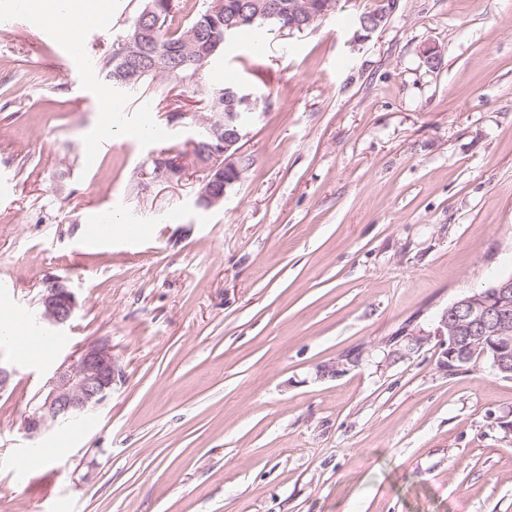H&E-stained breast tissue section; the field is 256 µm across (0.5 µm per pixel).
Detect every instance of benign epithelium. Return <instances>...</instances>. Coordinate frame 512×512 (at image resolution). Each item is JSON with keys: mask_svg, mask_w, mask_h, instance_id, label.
Returning <instances> with one entry per match:
<instances>
[{"mask_svg": "<svg viewBox=\"0 0 512 512\" xmlns=\"http://www.w3.org/2000/svg\"><path fill=\"white\" fill-rule=\"evenodd\" d=\"M398 0H383L371 16L363 18L359 27L370 34L382 25L397 9ZM242 19L249 23L266 25L279 36H286L291 25L280 22V13L272 9H254ZM232 23L217 28L208 49L193 53L196 58L212 54L230 35ZM152 28L149 15H142L131 42L122 50L120 58L132 62L150 43ZM251 100L247 95L229 91L224 95L226 113L215 112L205 118L206 140L200 146L210 159L199 163L200 174L197 204L214 207L224 201L227 191L216 189V173L228 166L237 171L246 154L242 141L246 131L236 125L235 106ZM158 181L170 182L183 178L189 172L185 160L171 154L155 158ZM39 323L47 329L58 330L70 325L78 309L75 293L61 280H54L43 289L40 297ZM401 343L390 348L387 357L406 359L434 342L441 350L440 365L447 370L458 364H468L479 358L502 378L512 380V280H498L485 289L473 290L443 308L432 320L431 327L409 326ZM353 358L325 362L318 366L320 379L336 378L355 366ZM115 365L112 349L89 344L73 359H66L54 370L37 395L31 414L24 418L21 430L31 440L44 436L52 426L67 422L103 404L112 395Z\"/></svg>", "mask_w": 512, "mask_h": 512, "instance_id": "obj_1", "label": "benign epithelium"}]
</instances>
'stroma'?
I'll return each instance as SVG.
<instances>
[{
    "instance_id": "35a3bbf8",
    "label": "stroma",
    "mask_w": 512,
    "mask_h": 512,
    "mask_svg": "<svg viewBox=\"0 0 512 512\" xmlns=\"http://www.w3.org/2000/svg\"><path fill=\"white\" fill-rule=\"evenodd\" d=\"M144 2L101 0L95 58ZM374 7L341 0L258 54L225 44L203 84L270 106L252 167L206 208L195 179L143 185L161 146L134 134L185 146L166 114L195 95L156 78L122 91L126 134L96 129L111 85L81 87L41 13L0 6V512H512V380L483 361L448 374L432 344L387 356L512 273V0H398L360 38ZM99 206L120 222L92 247ZM55 277L78 309L48 357L30 316ZM91 343L112 350L111 397L25 438L39 390ZM381 1H383V2H381ZM379 2H381L380 9H378V10L375 9L377 11L374 10L375 12L373 14H371L370 12L366 13V14H371V16L364 17L359 23V27H360L361 31H363L367 34L373 33L374 31L379 29L382 25H384L386 20L397 9V6H398V1H396V0H385V1L380 0ZM366 14H361L359 16V18ZM359 18H358V20H359Z\"/></svg>"
}]
</instances>
